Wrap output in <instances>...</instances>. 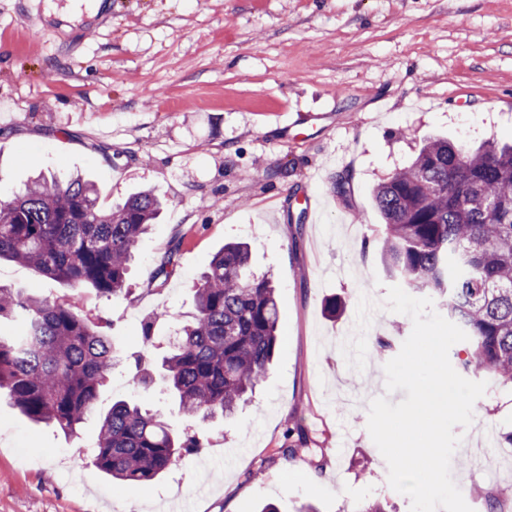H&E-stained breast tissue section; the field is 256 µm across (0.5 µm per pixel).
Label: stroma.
Returning <instances> with one entry per match:
<instances>
[{
  "instance_id": "1",
  "label": "stroma",
  "mask_w": 512,
  "mask_h": 512,
  "mask_svg": "<svg viewBox=\"0 0 512 512\" xmlns=\"http://www.w3.org/2000/svg\"><path fill=\"white\" fill-rule=\"evenodd\" d=\"M104 3L92 17L85 0H0V199L44 171L82 173L105 209L141 188L167 202L119 295L0 263L1 284L75 304L110 326L123 356L76 434L0 400V512H410L366 429L371 399L406 397L386 394L383 366L412 330L384 307L396 280L381 263L373 190L431 139L512 142V0ZM233 241L250 243L252 271L275 281L270 370L198 452L152 485L112 486L81 450L114 400L189 424L132 383L141 327L192 312L195 282ZM170 253L175 273L155 280ZM473 412L452 476L473 512L488 494L512 512V387L489 382ZM300 433L306 449L282 455Z\"/></svg>"
}]
</instances>
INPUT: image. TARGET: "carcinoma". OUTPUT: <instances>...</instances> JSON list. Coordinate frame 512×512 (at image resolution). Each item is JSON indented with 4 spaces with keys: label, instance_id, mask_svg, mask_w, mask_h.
<instances>
[{
    "label": "carcinoma",
    "instance_id": "carcinoma-1",
    "mask_svg": "<svg viewBox=\"0 0 512 512\" xmlns=\"http://www.w3.org/2000/svg\"><path fill=\"white\" fill-rule=\"evenodd\" d=\"M375 202L388 271L436 296L468 335L456 369L512 384V146L469 151L433 140L378 184ZM161 208L146 190L106 211L92 182L41 176L0 200V259L112 296L123 292L139 240ZM250 260L247 244L225 245L195 285L189 319L162 313L141 327L146 350L154 346V321L178 325L160 372L167 395L199 430L113 402L93 463L117 485L148 484L197 451L213 419L232 417L265 377L280 311L273 282L250 271ZM118 363L114 339L73 305L0 285V394L30 420L74 432L95 414ZM134 368L135 383L152 389L154 371L142 357Z\"/></svg>",
    "mask_w": 512,
    "mask_h": 512
}]
</instances>
